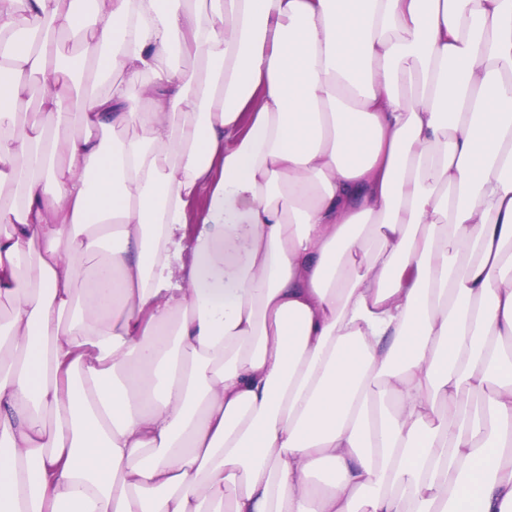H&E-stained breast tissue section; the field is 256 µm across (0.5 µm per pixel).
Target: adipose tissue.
Segmentation results:
<instances>
[{
  "label": "adipose tissue",
  "instance_id": "obj_1",
  "mask_svg": "<svg viewBox=\"0 0 512 512\" xmlns=\"http://www.w3.org/2000/svg\"><path fill=\"white\" fill-rule=\"evenodd\" d=\"M0 219V512H512V0H0Z\"/></svg>",
  "mask_w": 512,
  "mask_h": 512
}]
</instances>
